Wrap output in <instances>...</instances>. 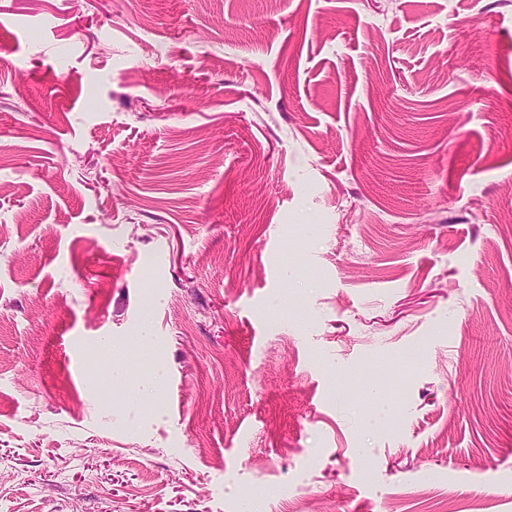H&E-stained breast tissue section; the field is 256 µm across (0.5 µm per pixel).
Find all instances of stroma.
Masks as SVG:
<instances>
[{"mask_svg":"<svg viewBox=\"0 0 512 512\" xmlns=\"http://www.w3.org/2000/svg\"><path fill=\"white\" fill-rule=\"evenodd\" d=\"M251 505L512 512V0H0V512Z\"/></svg>","mask_w":512,"mask_h":512,"instance_id":"1","label":"stroma"}]
</instances>
